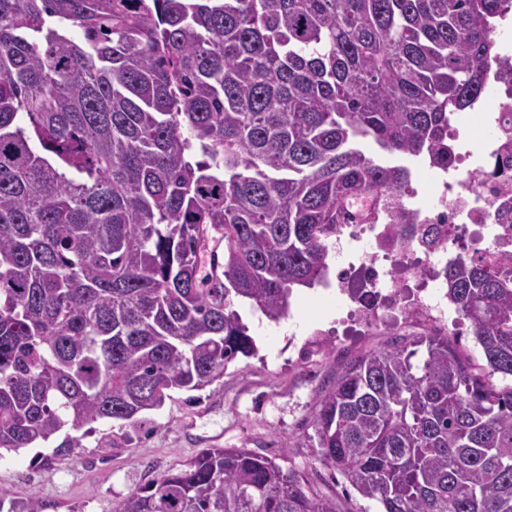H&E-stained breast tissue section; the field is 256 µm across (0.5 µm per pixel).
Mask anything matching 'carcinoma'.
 Listing matches in <instances>:
<instances>
[{
  "mask_svg": "<svg viewBox=\"0 0 512 512\" xmlns=\"http://www.w3.org/2000/svg\"><path fill=\"white\" fill-rule=\"evenodd\" d=\"M512 0H0V457L201 390L256 352L370 194L411 238V169L484 91ZM82 32L79 41L71 29ZM482 361L439 329L358 356L310 418L382 512H512V270L448 263ZM112 512H336L205 448Z\"/></svg>",
  "mask_w": 512,
  "mask_h": 512,
  "instance_id": "cac0c4a2",
  "label": "carcinoma"
}]
</instances>
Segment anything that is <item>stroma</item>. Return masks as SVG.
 Listing matches in <instances>:
<instances>
[{"mask_svg":"<svg viewBox=\"0 0 512 512\" xmlns=\"http://www.w3.org/2000/svg\"><path fill=\"white\" fill-rule=\"evenodd\" d=\"M355 310L348 315L342 299L321 287L297 288L289 318L277 322L240 306L256 355L229 364L204 389L171 392L136 424L96 423L69 455H54L49 444L1 455L0 506L10 512L13 503L36 498L42 512H111L113 502L202 449L246 448L300 472L312 492L335 498L337 512H379L305 445L310 415L343 365L421 329L409 318L371 327L360 317L363 305Z\"/></svg>","mask_w":512,"mask_h":512,"instance_id":"35a3bbf8","label":"stroma"}]
</instances>
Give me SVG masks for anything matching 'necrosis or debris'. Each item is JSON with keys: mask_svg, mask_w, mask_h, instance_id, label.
I'll use <instances>...</instances> for the list:
<instances>
[{"mask_svg": "<svg viewBox=\"0 0 512 512\" xmlns=\"http://www.w3.org/2000/svg\"><path fill=\"white\" fill-rule=\"evenodd\" d=\"M490 37L498 52L485 64L484 96L476 109L453 117L447 159L415 173L421 191L412 194L409 209L416 223L437 225L443 243L396 241L385 213L374 224L344 225L331 245L337 294L352 300L368 288L382 300L385 317L414 303L442 320L450 309L448 261L468 262L477 247L497 262L512 257V19ZM363 241L369 250L360 249Z\"/></svg>", "mask_w": 512, "mask_h": 512, "instance_id": "necrosis-or-debris-1", "label": "necrosis or debris"}]
</instances>
